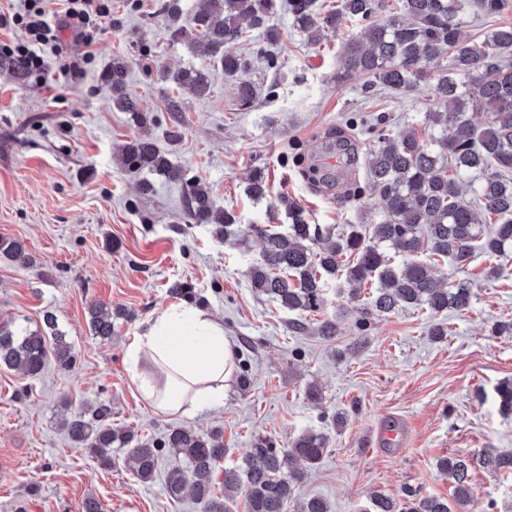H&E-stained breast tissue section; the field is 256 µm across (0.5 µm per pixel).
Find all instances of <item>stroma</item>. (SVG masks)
I'll use <instances>...</instances> for the list:
<instances>
[{
  "mask_svg": "<svg viewBox=\"0 0 512 512\" xmlns=\"http://www.w3.org/2000/svg\"><path fill=\"white\" fill-rule=\"evenodd\" d=\"M161 3L112 0V16L90 45L59 31L63 54H93L82 77L19 76L0 57V238L20 240L32 258L28 266L0 258V322L36 330L52 314L76 355L71 371L50 364L34 380L0 367V512H80L88 497L103 512H202L191 499H168V451L145 484L126 451L113 449L111 467L103 468L68 438L63 419L102 403L112 409L113 426L145 439H163L180 426L222 432L217 486L256 439L284 448L312 428L327 433L330 445L296 495L323 498L332 512H368L373 493L406 487L450 497L453 485L437 467L443 456L473 463L466 512H512V475L479 463L484 452H512V412L496 394L512 379V335L492 331L495 322L512 321V260L498 278L487 275L495 259L481 252L463 273L442 264L449 282L469 280L475 297L469 310L449 312L441 341L430 340L429 318L414 308L374 318L367 336H358L355 302L329 281L323 315L336 321L338 335L326 340L292 332L288 312L251 288L247 271L260 259L258 241H224L210 225L187 220L196 185L245 226H285L283 197L311 224L379 222L378 198L364 191L368 152L379 133L423 131L432 82L396 94L366 88L359 75L340 80L336 56L361 23L311 44L282 7L268 22L280 35L272 46L276 65L268 64L259 32L239 48L257 90L254 104L240 106L233 82L220 76L197 96L168 75L206 66L208 58L170 41ZM117 58L128 65L127 89L146 124L119 111L101 80ZM172 97L182 101L183 137L175 144L167 140ZM338 133L355 141L356 162L337 185L309 182L305 168ZM142 135L183 168V181L155 175L152 191L141 192L140 176L118 155ZM257 169L269 186L260 201L247 194ZM177 282L191 287L192 298L172 293ZM97 302L122 312L107 340L90 330ZM172 305L208 312L237 351L223 403L191 418L156 413L128 372L130 343ZM311 389L317 399L308 398ZM341 411L349 417L334 426ZM394 423L402 443L380 445L379 433Z\"/></svg>",
  "mask_w": 512,
  "mask_h": 512,
  "instance_id": "stroma-1",
  "label": "stroma"
}]
</instances>
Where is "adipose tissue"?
I'll list each match as a JSON object with an SVG mask.
<instances>
[{
    "label": "adipose tissue",
    "mask_w": 512,
    "mask_h": 512,
    "mask_svg": "<svg viewBox=\"0 0 512 512\" xmlns=\"http://www.w3.org/2000/svg\"><path fill=\"white\" fill-rule=\"evenodd\" d=\"M128 362L133 383L157 413L194 416L223 403L235 351L207 313L171 306L148 320Z\"/></svg>",
    "instance_id": "ef3b65f1"
}]
</instances>
